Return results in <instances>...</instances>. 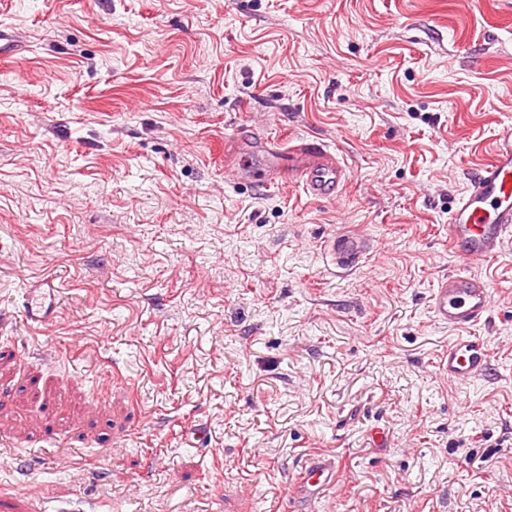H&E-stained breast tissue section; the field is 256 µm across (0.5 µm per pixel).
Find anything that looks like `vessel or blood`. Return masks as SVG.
Instances as JSON below:
<instances>
[{
    "label": "vessel or blood",
    "mask_w": 512,
    "mask_h": 512,
    "mask_svg": "<svg viewBox=\"0 0 512 512\" xmlns=\"http://www.w3.org/2000/svg\"><path fill=\"white\" fill-rule=\"evenodd\" d=\"M297 166L289 172L305 193L315 199L339 197L349 175L340 159L316 142L300 145ZM281 152L279 142L262 136L239 144L237 159H225V175L257 177L259 183L275 182L280 171L274 161ZM512 241V129L497 135L490 158L476 169L467 189L456 198L448 219V246L463 261L496 258ZM372 240L359 231H341L322 245L326 262L333 268L351 270L371 252ZM491 307V290L483 278L465 272L442 276L428 297V309L438 323L457 332L448 344L442 363L449 379L484 376L491 367L487 342L473 335L474 326L484 321ZM25 309L31 320L52 317L56 294L52 284L29 289ZM339 469L334 457L321 456L301 468L298 482L290 491L296 512H305L322 491L335 484Z\"/></svg>",
    "instance_id": "1"
}]
</instances>
